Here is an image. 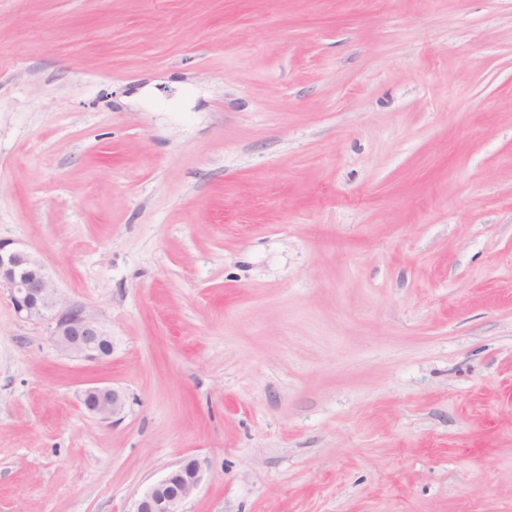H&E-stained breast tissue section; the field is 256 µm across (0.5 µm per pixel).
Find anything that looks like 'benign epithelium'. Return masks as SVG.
Returning a JSON list of instances; mask_svg holds the SVG:
<instances>
[{
	"instance_id": "1",
	"label": "benign epithelium",
	"mask_w": 512,
	"mask_h": 512,
	"mask_svg": "<svg viewBox=\"0 0 512 512\" xmlns=\"http://www.w3.org/2000/svg\"><path fill=\"white\" fill-rule=\"evenodd\" d=\"M15 314L46 326L64 356L97 363L112 354V335L87 304L61 296L42 260L20 242L0 239V294ZM91 417L108 421L124 408V396L106 384H92L78 395ZM201 463L191 459L170 469L134 500L129 512H184L202 481Z\"/></svg>"
}]
</instances>
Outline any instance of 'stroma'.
<instances>
[{"label": "stroma", "instance_id": "obj_1", "mask_svg": "<svg viewBox=\"0 0 512 512\" xmlns=\"http://www.w3.org/2000/svg\"><path fill=\"white\" fill-rule=\"evenodd\" d=\"M0 237V512H512V0H0ZM15 314L45 325L64 356L97 363L112 354V335L87 304L63 298L42 260L20 242L0 239V294ZM80 406L91 417L108 421L124 408L123 394L106 384H92L85 387L78 395ZM202 474L196 459L171 468L134 500L130 512H185L184 504L199 487Z\"/></svg>", "mask_w": 512, "mask_h": 512}]
</instances>
